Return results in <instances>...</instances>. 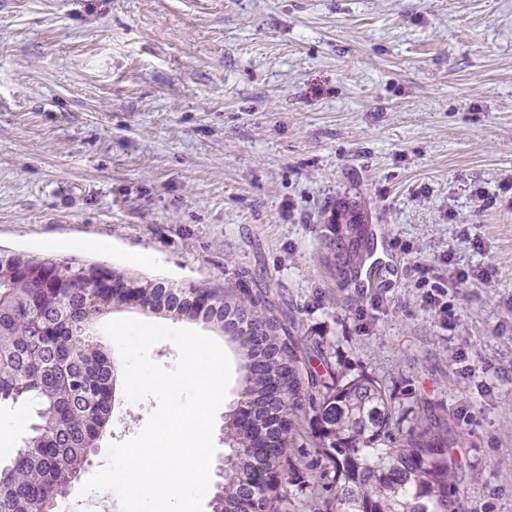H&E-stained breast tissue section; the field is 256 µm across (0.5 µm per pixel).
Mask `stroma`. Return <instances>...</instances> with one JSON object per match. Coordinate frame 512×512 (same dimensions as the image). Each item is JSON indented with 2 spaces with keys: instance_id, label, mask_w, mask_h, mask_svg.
Instances as JSON below:
<instances>
[{
  "instance_id": "35a3bbf8",
  "label": "stroma",
  "mask_w": 512,
  "mask_h": 512,
  "mask_svg": "<svg viewBox=\"0 0 512 512\" xmlns=\"http://www.w3.org/2000/svg\"><path fill=\"white\" fill-rule=\"evenodd\" d=\"M347 191L378 263L338 279L324 223ZM0 252L249 288L457 438L464 512H512V0H0ZM225 351L216 467L243 389ZM156 408L116 391L57 512ZM34 418L0 406L1 463Z\"/></svg>"
}]
</instances>
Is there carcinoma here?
Returning <instances> with one entry per match:
<instances>
[{
  "label": "carcinoma",
  "mask_w": 512,
  "mask_h": 512,
  "mask_svg": "<svg viewBox=\"0 0 512 512\" xmlns=\"http://www.w3.org/2000/svg\"><path fill=\"white\" fill-rule=\"evenodd\" d=\"M366 213H354L342 226L329 215L326 248L336 254L344 234L353 235L346 248L349 269L361 265L367 233ZM347 269V270H349ZM98 266L74 260L54 261L24 254H0V401L20 397L37 401L38 422L32 435L8 464L0 465V512H33L45 505L54 510L66 495L72 477L89 463L93 448L111 416L114 364L107 353L84 335L79 323L101 317L102 311L127 303L121 288L110 292L106 308L86 305L84 289L63 299L43 292L66 281L87 280ZM342 270V274H347ZM156 311L197 315L179 304L177 291L162 283H145ZM214 303L203 322L233 333L240 351L243 382L254 395L261 426L271 447L260 460L242 452L253 447L256 433L240 429L232 411L224 421L223 489L211 512H268L272 497L295 512H461L454 481L456 469L448 433L419 420L405 429L378 379H343L331 354L318 346L301 361L290 333L267 314L268 302L242 289L196 288ZM315 413L318 443L314 453L328 462L312 481L327 489L333 478L336 493L320 503L294 505L282 486L281 454L297 433L304 405ZM265 482L268 493L254 498L249 484Z\"/></svg>",
  "instance_id": "cac0c4a2"
}]
</instances>
